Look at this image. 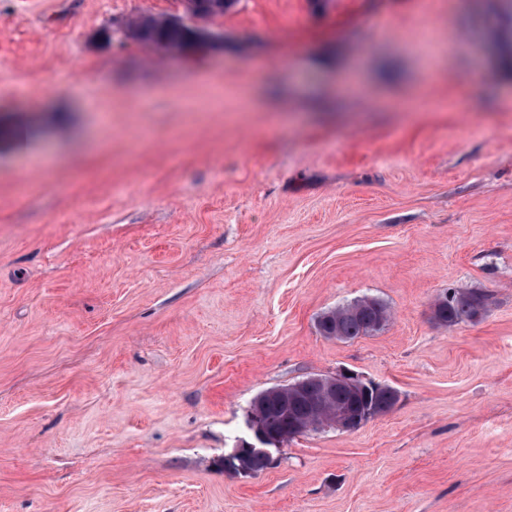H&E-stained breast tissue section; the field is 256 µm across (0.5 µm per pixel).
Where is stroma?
I'll use <instances>...</instances> for the list:
<instances>
[{
    "label": "stroma",
    "instance_id": "35a3bbf8",
    "mask_svg": "<svg viewBox=\"0 0 512 512\" xmlns=\"http://www.w3.org/2000/svg\"><path fill=\"white\" fill-rule=\"evenodd\" d=\"M145 15L188 12L0 0V512H512V14L236 0L183 52ZM347 371L394 408L225 473L257 394ZM172 17L143 16L133 22L131 34L141 42L161 48L186 49L201 45L198 29L173 22ZM490 305V294L478 289L448 292L433 305V318L442 326L475 322ZM487 308V309H486ZM361 300L329 311L318 321V329L327 339L352 340L380 330L391 319L389 306L382 300L371 298L369 303L358 305ZM378 324L383 326L378 327Z\"/></svg>",
    "mask_w": 512,
    "mask_h": 512
}]
</instances>
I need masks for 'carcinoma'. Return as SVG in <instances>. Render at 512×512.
I'll use <instances>...</instances> for the list:
<instances>
[{"instance_id": "obj_1", "label": "carcinoma", "mask_w": 512, "mask_h": 512, "mask_svg": "<svg viewBox=\"0 0 512 512\" xmlns=\"http://www.w3.org/2000/svg\"><path fill=\"white\" fill-rule=\"evenodd\" d=\"M234 0H198L197 16L209 17L224 13ZM131 34L141 42L161 48L186 49L201 45L198 29L169 17L143 16L133 22ZM490 305V294L478 289L448 292L433 305V318L442 326H454L463 322H475L484 316ZM389 306L373 298L360 305L356 302L329 311L318 321V329L327 339L352 340L380 330L391 319ZM392 388L380 386L369 393H351L339 390L327 398L319 410L313 409L306 400L288 397L274 400L260 410V421L271 434L290 440L305 433L309 426L327 419L341 405L351 417L359 416L369 405L380 407L389 403Z\"/></svg>"}]
</instances>
